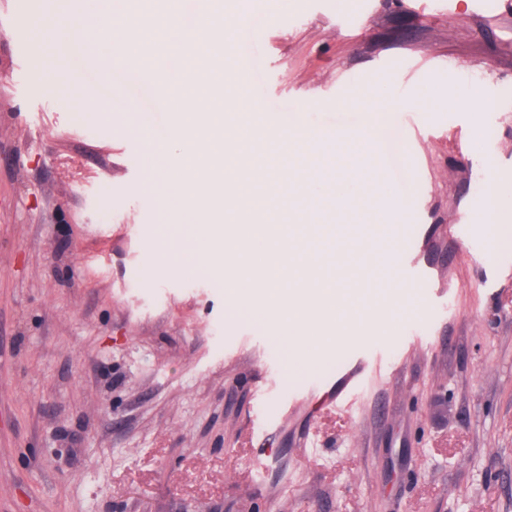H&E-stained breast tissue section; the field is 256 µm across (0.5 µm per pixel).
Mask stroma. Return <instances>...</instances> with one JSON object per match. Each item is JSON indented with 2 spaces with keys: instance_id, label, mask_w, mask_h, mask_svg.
<instances>
[{
  "instance_id": "obj_1",
  "label": "stroma",
  "mask_w": 512,
  "mask_h": 512,
  "mask_svg": "<svg viewBox=\"0 0 512 512\" xmlns=\"http://www.w3.org/2000/svg\"><path fill=\"white\" fill-rule=\"evenodd\" d=\"M292 14L179 0L178 23L246 22L261 92L326 133L352 103H395L387 142L423 167L425 256L444 285L407 295L390 335L359 337L376 368L354 402L317 375L305 395L289 359L300 331L244 320L225 272L165 261L176 221L149 179L141 138L175 115L118 123L91 107L59 30L65 0H0V512H512V251L493 269L448 247L470 218L483 155L512 204V98L452 114L447 88L512 86V7L480 21L469 0H295ZM159 30L133 50L165 76L192 67ZM471 73L462 81L449 64ZM441 112L438 131L419 115ZM495 123L497 138L482 137Z\"/></svg>"
}]
</instances>
